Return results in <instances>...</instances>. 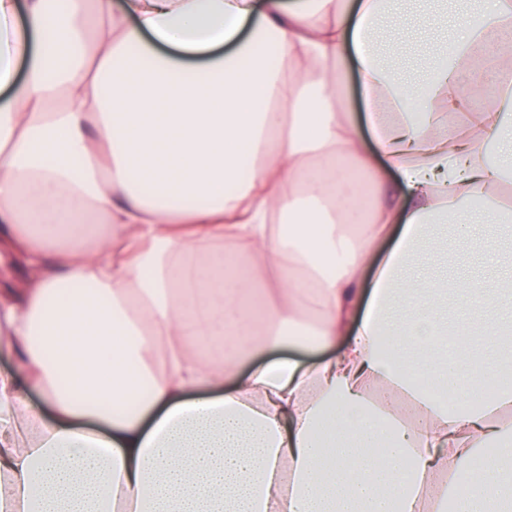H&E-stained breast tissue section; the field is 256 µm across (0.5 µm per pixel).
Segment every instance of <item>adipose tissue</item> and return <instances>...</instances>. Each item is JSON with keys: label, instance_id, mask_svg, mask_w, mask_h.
<instances>
[{"label": "adipose tissue", "instance_id": "ef3b65f1", "mask_svg": "<svg viewBox=\"0 0 512 512\" xmlns=\"http://www.w3.org/2000/svg\"><path fill=\"white\" fill-rule=\"evenodd\" d=\"M397 2L0 0V512H512V272L410 264L512 217V0L412 86ZM348 85L345 96V109L361 126L364 125L366 106L357 72L351 62L347 63ZM338 351V346H332L330 348L320 350H305L286 346L279 350L266 352L265 354L256 358L254 361L242 364L238 369V376L246 375L252 366L258 362L270 361L282 356H294L304 360L306 363H311L316 361L318 358L338 353Z\"/></svg>", "mask_w": 512, "mask_h": 512}]
</instances>
